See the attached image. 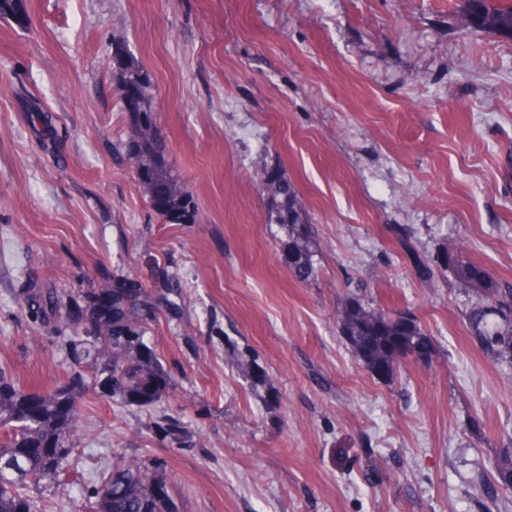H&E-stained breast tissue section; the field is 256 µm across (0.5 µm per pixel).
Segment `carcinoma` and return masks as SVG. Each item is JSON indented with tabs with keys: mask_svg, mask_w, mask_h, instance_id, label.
Returning <instances> with one entry per match:
<instances>
[{
	"mask_svg": "<svg viewBox=\"0 0 512 512\" xmlns=\"http://www.w3.org/2000/svg\"><path fill=\"white\" fill-rule=\"evenodd\" d=\"M465 2L472 25L512 37V4L506 0ZM130 70L129 74L120 73L119 82H125L132 74L144 76L143 102L147 110H154V99L148 94L150 75L133 62ZM136 135V163L151 168L168 186L169 205L164 217L177 224L193 223L195 202L167 169L165 145L160 136L143 127ZM268 189L270 223L288 228L289 269L296 280L307 282L317 272V250L311 227L302 215L303 206L294 189L278 179ZM454 265L459 287L473 295L466 313L471 336L496 364L512 371V307H502L496 294L473 282L472 261L464 251L457 252ZM25 302L41 310L48 319L76 306L70 298L51 294L30 296ZM151 305V296L145 290L126 288L122 281L112 283V316L96 313L91 320L93 345L79 343L67 383L43 396L42 410L33 418L28 415L27 392L0 373V512H43L29 491L59 479L75 451L78 399L105 372H110L112 398L142 396L150 388L155 389L156 395H162L166 388L163 366L157 359L142 362L138 358V350L144 346L143 317ZM336 325L355 358L371 372L388 379L394 373L395 345L426 350L432 347L416 320L395 318L349 295L337 307ZM65 405L71 407V414L65 413ZM495 468L503 493L492 499L506 505L512 493V448L503 450ZM164 479L165 472L157 465L137 457L121 460L112 465L96 490L88 512H183L174 496L153 494L154 485Z\"/></svg>",
	"mask_w": 512,
	"mask_h": 512,
	"instance_id": "carcinoma-1",
	"label": "carcinoma"
}]
</instances>
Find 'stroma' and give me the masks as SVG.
<instances>
[{
  "mask_svg": "<svg viewBox=\"0 0 512 512\" xmlns=\"http://www.w3.org/2000/svg\"><path fill=\"white\" fill-rule=\"evenodd\" d=\"M0 17V370L66 381L60 317L21 291L122 277L158 296L148 402L88 392L62 482L81 512L119 457L162 465L184 512H497L512 378L466 326L444 252L512 286V37L465 0H20ZM152 79L166 163L197 213L150 205L113 76ZM300 197L317 274L290 273L256 180ZM352 295L420 323L428 360L380 379L336 326Z\"/></svg>",
  "mask_w": 512,
  "mask_h": 512,
  "instance_id": "obj_1",
  "label": "stroma"
}]
</instances>
